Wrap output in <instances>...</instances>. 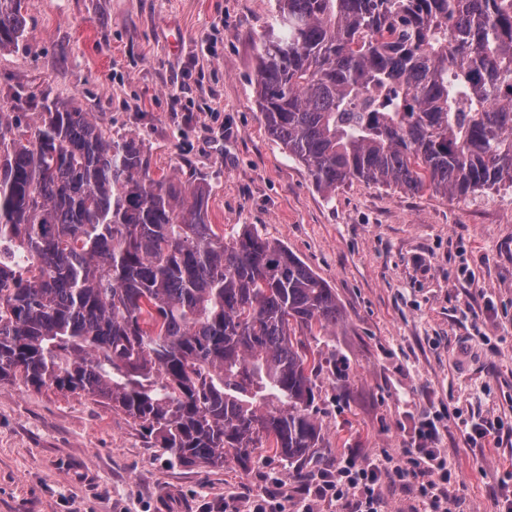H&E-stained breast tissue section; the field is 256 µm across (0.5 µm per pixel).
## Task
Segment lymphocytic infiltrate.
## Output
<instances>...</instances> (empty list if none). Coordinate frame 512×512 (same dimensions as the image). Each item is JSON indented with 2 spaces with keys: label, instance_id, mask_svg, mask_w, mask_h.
<instances>
[{
  "label": "lymphocytic infiltrate",
  "instance_id": "f902f5d3",
  "mask_svg": "<svg viewBox=\"0 0 512 512\" xmlns=\"http://www.w3.org/2000/svg\"><path fill=\"white\" fill-rule=\"evenodd\" d=\"M440 443L435 423L422 420L399 456L387 454L367 463L348 457L334 472L321 474L315 491L328 499L336 512H382L381 484L411 485L429 512H448L457 478Z\"/></svg>",
  "mask_w": 512,
  "mask_h": 512
}]
</instances>
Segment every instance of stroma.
<instances>
[{
  "instance_id": "1",
  "label": "stroma",
  "mask_w": 512,
  "mask_h": 512,
  "mask_svg": "<svg viewBox=\"0 0 512 512\" xmlns=\"http://www.w3.org/2000/svg\"><path fill=\"white\" fill-rule=\"evenodd\" d=\"M276 0H32L26 33L0 52V105L42 99L137 136L154 177L203 178L209 218L288 247L342 307L312 347L314 411L331 461L398 455L434 419L464 488L452 512H494L512 484V430L474 443L466 421H512V192L465 200L364 182L329 193L272 138L258 54ZM181 101L172 104L173 89ZM321 467L293 473L269 448L248 466H186L124 413L78 395L0 386V512H327Z\"/></svg>"
}]
</instances>
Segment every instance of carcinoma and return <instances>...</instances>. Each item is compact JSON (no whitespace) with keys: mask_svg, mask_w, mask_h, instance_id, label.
<instances>
[{"mask_svg":"<svg viewBox=\"0 0 512 512\" xmlns=\"http://www.w3.org/2000/svg\"><path fill=\"white\" fill-rule=\"evenodd\" d=\"M259 52L269 133L317 187L462 199L512 189V0H277ZM30 0H0V51ZM0 110V384L85 395L185 465L273 441L329 461L309 338L336 292L288 247L226 242L195 179L136 137L44 102Z\"/></svg>","mask_w":512,"mask_h":512,"instance_id":"1","label":"carcinoma"}]
</instances>
